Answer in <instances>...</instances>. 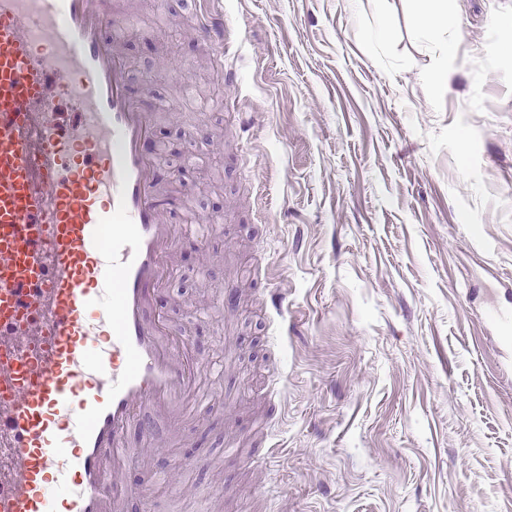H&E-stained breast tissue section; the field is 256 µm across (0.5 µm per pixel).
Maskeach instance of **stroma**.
<instances>
[{
	"label": "stroma",
	"instance_id": "obj_1",
	"mask_svg": "<svg viewBox=\"0 0 512 512\" xmlns=\"http://www.w3.org/2000/svg\"><path fill=\"white\" fill-rule=\"evenodd\" d=\"M206 5L115 0L155 154L196 156L178 221L215 226L163 309L200 394L131 431L127 512H512V0H448L452 54L410 0H212L229 81ZM196 31L200 41L205 46H213L218 49L221 59V71L224 74V57L228 55L224 44V19H219L211 12L201 15ZM269 298L266 300V308L278 319L280 323L281 335L288 333V301L287 297L281 294L277 289H271Z\"/></svg>",
	"mask_w": 512,
	"mask_h": 512
}]
</instances>
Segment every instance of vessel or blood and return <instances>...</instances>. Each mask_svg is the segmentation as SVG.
Returning <instances> with one entry per match:
<instances>
[{
    "label": "vessel or blood",
    "mask_w": 512,
    "mask_h": 512,
    "mask_svg": "<svg viewBox=\"0 0 512 512\" xmlns=\"http://www.w3.org/2000/svg\"><path fill=\"white\" fill-rule=\"evenodd\" d=\"M123 28L112 0H0V512H123L129 429L199 392L162 309L205 239L177 235ZM196 31L224 49L213 13Z\"/></svg>",
    "instance_id": "obj_1"
}]
</instances>
